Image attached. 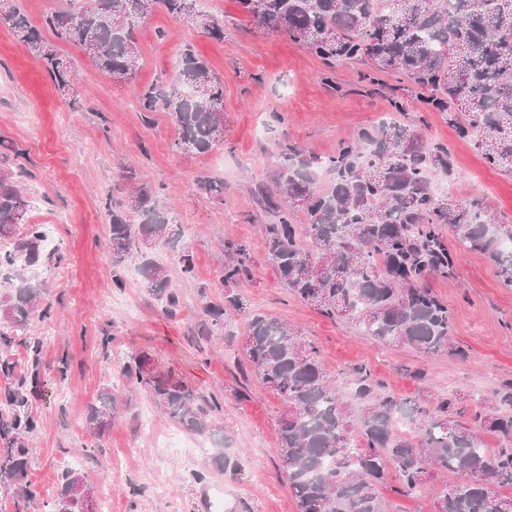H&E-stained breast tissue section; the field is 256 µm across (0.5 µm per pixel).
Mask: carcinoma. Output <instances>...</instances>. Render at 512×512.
Returning <instances> with one entry per match:
<instances>
[{"instance_id":"carcinoma-1","label":"carcinoma","mask_w":512,"mask_h":512,"mask_svg":"<svg viewBox=\"0 0 512 512\" xmlns=\"http://www.w3.org/2000/svg\"><path fill=\"white\" fill-rule=\"evenodd\" d=\"M61 0L58 9L33 26L20 5L10 6L13 35L40 59L59 91L79 102L71 83L72 61L57 54L43 36L79 47L105 75L130 84L139 69L136 22L162 10L185 18L215 40H224V20L199 11L194 0ZM258 29L282 33L328 67L361 61L376 72L402 76L427 108L441 112L471 137L492 166L512 174V0H235ZM145 112H167L177 129L176 147L206 154L224 141V83L191 47L179 53L172 84L144 87ZM329 175L318 182V171ZM454 175L447 145L428 141L416 124L379 122L362 128L326 157L285 145L275 153L270 181L254 197L270 223L263 225L265 254L279 283L324 315L355 321L365 335L422 355L452 350V314L426 281L448 275L455 256L441 229L463 248L486 255L503 286L512 288V224L495 221L477 200L457 202L437 194L431 177ZM134 200L109 199L112 285L125 287L126 263L143 257L147 292L170 316L180 308L168 268L145 258L141 244L170 246L183 278L195 275L196 256L179 245L182 230L159 192L141 182L136 169L122 167ZM199 187L224 200V181L203 178ZM306 214L296 220L295 211ZM31 201L8 166H0V271L14 286L0 296V370L14 368L15 345L39 354L26 333L49 314L42 288L24 269L44 255L41 225L29 222ZM248 246L224 239V263L216 272L224 304H207L193 341L203 350L226 336L232 316L243 312L234 288L250 278ZM238 369L274 391L282 402L275 448L299 512H389L379 493L390 473L393 492L413 496L435 476L458 481L437 499V512H503L512 500L495 490L512 485V384L469 407L457 395L424 392L398 399L363 365L345 389L331 382L316 347L304 332L260 314L247 317ZM146 358L133 355L121 376L146 392L156 409L186 432L202 435L223 411L219 399L145 372ZM38 372L31 374L37 381ZM26 378L0 397V486L17 487L16 512L35 494L21 486L30 449L24 439L38 427L25 412ZM119 414L112 386L101 388L89 406L86 426L100 437ZM498 446H485L484 435ZM79 469L66 468L60 492L46 512H83L69 495Z\"/></svg>"}]
</instances>
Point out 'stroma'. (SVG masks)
<instances>
[{
	"label": "stroma",
	"mask_w": 512,
	"mask_h": 512,
	"mask_svg": "<svg viewBox=\"0 0 512 512\" xmlns=\"http://www.w3.org/2000/svg\"><path fill=\"white\" fill-rule=\"evenodd\" d=\"M198 8L223 17V40L156 11L139 24L142 60L132 84L112 81L78 47L59 44L74 62L72 79L81 92L76 108L0 23V151L9 153L12 170H23L25 189L40 190L38 205L51 221L53 241L35 278L52 312L31 328L41 346V381L27 390V408L39 422L27 441V480L41 500L57 495L58 476L74 459L93 484L96 502H108L111 512H209L215 496L223 497L224 512H298L275 454L282 403L237 368L250 314L301 327L327 375L341 384L361 364L399 398L422 390L491 396L512 383V288L502 285L487 257L449 239L454 272L430 277L428 284L448 305L452 343L461 352L425 358L287 293L267 262L261 233L267 217L252 196L268 179L277 144L330 155L340 141L387 114L448 144L456 197L480 199L506 223L512 222V176L486 164L470 138L427 111L406 81L383 74L370 82L360 63L328 68L286 35L251 28L234 0H200ZM160 30L165 39H157ZM187 44L224 83V141L203 156L180 153L168 114L144 113L138 98L141 87L170 83ZM123 161L162 195L196 254L194 278L174 281L181 308L173 318L143 288L137 262L124 270L125 288L112 286L105 203L125 194ZM204 177L223 179V200L200 189ZM228 237L251 248L252 276L237 289L246 312L235 318L231 339L201 351L192 330L205 303L224 300L216 270ZM140 353L150 356L155 372L223 400L211 433L186 432L139 392L102 437L90 435L88 405L104 384L123 391L120 369ZM64 361L69 368L62 378ZM416 369L426 372L424 381L413 377ZM93 444L100 451L91 457L85 449ZM221 454L231 466L216 465ZM452 482L437 478L420 494L400 497L392 475L382 493L391 512H435L436 491Z\"/></svg>",
	"instance_id": "1"
}]
</instances>
